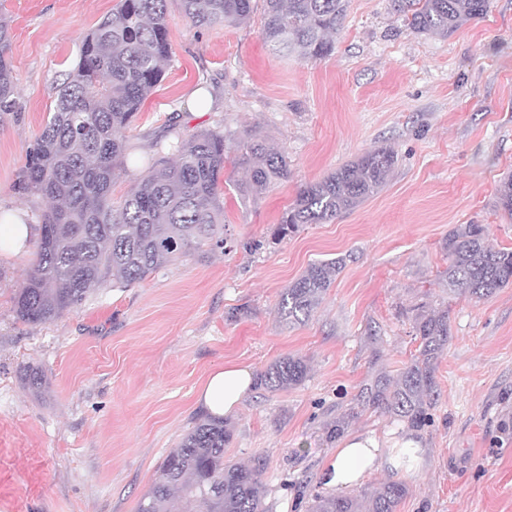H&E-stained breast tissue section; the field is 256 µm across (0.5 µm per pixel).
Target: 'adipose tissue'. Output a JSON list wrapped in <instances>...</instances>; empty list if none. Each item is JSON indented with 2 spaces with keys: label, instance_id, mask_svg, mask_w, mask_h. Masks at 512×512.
<instances>
[{
  "label": "adipose tissue",
  "instance_id": "1",
  "mask_svg": "<svg viewBox=\"0 0 512 512\" xmlns=\"http://www.w3.org/2000/svg\"><path fill=\"white\" fill-rule=\"evenodd\" d=\"M38 233L37 225L28 223L24 211L11 209L0 216V254L17 253ZM253 384V371L244 365H231L214 371L198 393L197 402L212 414L232 413ZM400 466L396 451L385 449L373 435L349 436L334 457L324 466L325 485L339 489L356 485L380 461Z\"/></svg>",
  "mask_w": 512,
  "mask_h": 512
}]
</instances>
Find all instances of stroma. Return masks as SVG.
Masks as SVG:
<instances>
[{"instance_id":"stroma-1","label":"stroma","mask_w":512,"mask_h":512,"mask_svg":"<svg viewBox=\"0 0 512 512\" xmlns=\"http://www.w3.org/2000/svg\"><path fill=\"white\" fill-rule=\"evenodd\" d=\"M12 25L17 113L0 119V210L39 221L45 201L20 187L26 150L53 109L54 88L81 40L118 0H0ZM264 0L249 23L193 27L172 0V62L123 130L133 156L112 183L120 202L158 158L169 124L182 136L224 126L261 134L290 175L257 201L224 189L225 248L166 264L127 288L95 291L52 322L17 319L16 294L33 250L0 255V512H136L161 463L205 416L198 393L227 364L261 373L297 355L302 385L250 388L227 420L225 460L262 464L269 512H307L328 493L320 472L335 452L325 427L411 434L412 471L379 463L353 486L403 481L397 512H512V286L476 300L449 293L443 242L459 224L487 225L512 248V217L497 210L512 172V0L448 37L407 30L390 0H349L335 50L309 61L261 37ZM398 156L387 185L352 211L272 235L305 184L364 152ZM346 265L312 317L280 319L281 294L308 266ZM444 308L452 337L438 358L433 423L408 430L359 406L378 373L397 376L419 341L421 305ZM42 370L32 390L26 367Z\"/></svg>"}]
</instances>
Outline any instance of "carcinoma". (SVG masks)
<instances>
[{
	"mask_svg": "<svg viewBox=\"0 0 512 512\" xmlns=\"http://www.w3.org/2000/svg\"><path fill=\"white\" fill-rule=\"evenodd\" d=\"M171 0H119L112 16L81 41L79 60L56 86L54 107L41 133L26 150L21 188L48 199L32 269L15 298L18 319L45 324L83 304L94 291L126 288L164 264L209 244L224 247V163L247 179L234 184L244 199H257L288 180V160L261 135L245 130L224 135L221 127L187 139L159 140L160 151L177 153L174 163L151 168L112 202V182L129 146L117 132L135 121L143 99L162 81L172 52L167 16ZM195 28L243 25L252 0H179ZM404 26L416 33L448 37L471 20L485 17L493 0H391ZM346 0H265L262 38L283 57L320 60L335 48ZM12 33L0 9V115L16 108L11 61ZM398 161L381 147L339 167L319 182L303 185L273 230L281 239L303 224H322L358 207L386 185ZM496 207L512 216V175L503 179ZM448 290L476 299L512 285V248L497 244L483 224H459L444 242ZM344 259L311 264L280 297L278 313L290 324L312 316ZM418 355L397 380L376 376L364 383L357 401L388 413L413 429L432 422L439 354L451 338L448 309L423 310L414 320ZM306 361L295 355L269 365L258 385L280 391L302 384ZM231 431L222 417L199 419L166 456L158 478L141 497L137 512H268L261 464L224 461ZM407 494L393 480L371 493L317 494L308 512H397Z\"/></svg>",
	"mask_w": 512,
	"mask_h": 512,
	"instance_id": "carcinoma-1",
	"label": "carcinoma"
}]
</instances>
